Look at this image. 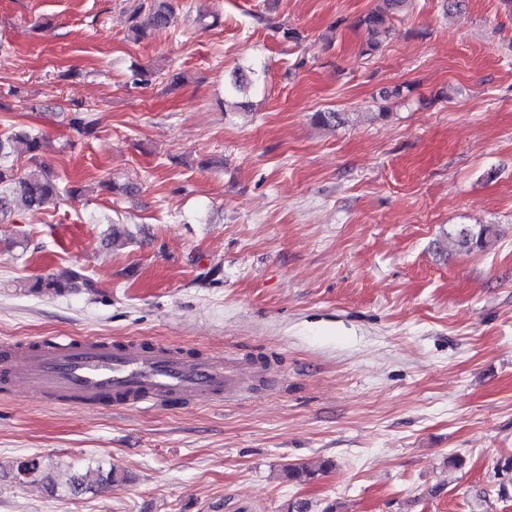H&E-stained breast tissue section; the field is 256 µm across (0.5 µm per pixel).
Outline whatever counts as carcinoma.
I'll list each match as a JSON object with an SVG mask.
<instances>
[{
	"instance_id": "1",
	"label": "carcinoma",
	"mask_w": 512,
	"mask_h": 512,
	"mask_svg": "<svg viewBox=\"0 0 512 512\" xmlns=\"http://www.w3.org/2000/svg\"><path fill=\"white\" fill-rule=\"evenodd\" d=\"M413 0H380L378 7L364 17L358 19L359 24L366 27L370 38L366 44V53L376 51L383 37L388 33L387 21L389 16L412 6ZM173 11L167 0H141L132 15L134 24L132 30L142 35L148 28L163 29L171 25ZM254 71L239 68L234 71L232 79L226 87V93L236 95L245 92L253 83ZM315 123L324 128H334L344 123V117L339 112H318L314 116ZM73 131L82 137L94 132L96 122L88 108L76 109L69 119ZM45 147V141L38 135L27 132H15L0 135V220L11 216L14 202L19 200L23 206L32 211L45 208L58 198L69 195L75 196L85 192L83 187H63L61 178L51 171L40 160ZM27 154L34 167L20 171L14 167L10 158L13 155ZM493 234L489 225L463 226L447 233L446 244L458 252H469L475 248L486 246L487 240ZM78 275L71 273L67 276L48 275L39 277L26 284L28 288L39 291L60 293L67 288L77 287ZM333 468V463L326 461L319 469L312 470L304 464H292L286 467L288 479L298 483L309 482L319 473ZM495 475L499 477V492L505 491V481L512 482V457L498 461ZM127 476L118 465L114 464L107 472L97 471L92 481L82 476H71L63 484L64 491L76 495L82 492L99 491L110 483L123 482Z\"/></svg>"
}]
</instances>
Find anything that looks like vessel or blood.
<instances>
[{
	"label": "vessel or blood",
	"mask_w": 512,
	"mask_h": 512,
	"mask_svg": "<svg viewBox=\"0 0 512 512\" xmlns=\"http://www.w3.org/2000/svg\"><path fill=\"white\" fill-rule=\"evenodd\" d=\"M236 384L222 358L146 341L65 336L0 344V391L28 386L55 405L92 411L196 405L228 398Z\"/></svg>",
	"instance_id": "obj_1"
}]
</instances>
